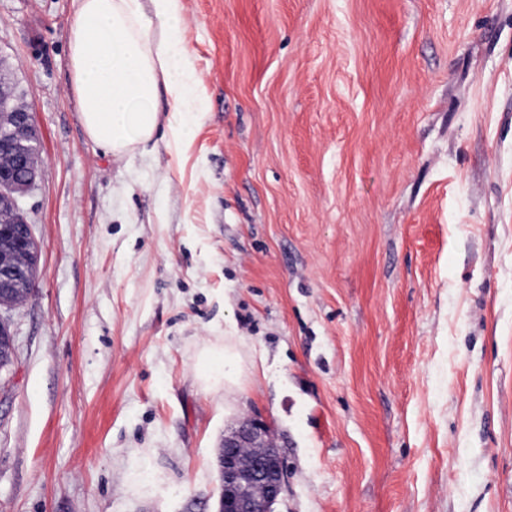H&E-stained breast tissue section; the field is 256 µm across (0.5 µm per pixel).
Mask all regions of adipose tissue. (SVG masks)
Masks as SVG:
<instances>
[{
	"label": "adipose tissue",
	"instance_id": "adipose-tissue-1",
	"mask_svg": "<svg viewBox=\"0 0 512 512\" xmlns=\"http://www.w3.org/2000/svg\"><path fill=\"white\" fill-rule=\"evenodd\" d=\"M68 37L72 88L89 138L123 155L166 122L183 151L201 122L198 79L181 48L182 0H76ZM166 30L165 38L153 35Z\"/></svg>",
	"mask_w": 512,
	"mask_h": 512
}]
</instances>
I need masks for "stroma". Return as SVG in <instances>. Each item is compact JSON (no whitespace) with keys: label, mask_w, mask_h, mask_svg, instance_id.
<instances>
[{"label":"stroma","mask_w":512,"mask_h":512,"mask_svg":"<svg viewBox=\"0 0 512 512\" xmlns=\"http://www.w3.org/2000/svg\"><path fill=\"white\" fill-rule=\"evenodd\" d=\"M184 154L87 136L75 0H0L40 134L0 371V512H215L225 433L274 512H512V0H183ZM232 344L243 373H199ZM221 493L217 512H273L288 488V469L259 419L224 435L217 456Z\"/></svg>","instance_id":"obj_1"}]
</instances>
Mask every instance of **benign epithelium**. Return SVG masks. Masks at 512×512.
Returning a JSON list of instances; mask_svg holds the SVG:
<instances>
[{
    "label": "benign epithelium",
    "mask_w": 512,
    "mask_h": 512,
    "mask_svg": "<svg viewBox=\"0 0 512 512\" xmlns=\"http://www.w3.org/2000/svg\"><path fill=\"white\" fill-rule=\"evenodd\" d=\"M0 369L10 365L14 333L7 312L19 291L33 287L38 245L22 201L40 174L39 132L30 110L14 101V83L0 55ZM221 493L217 512H273L288 488V469L259 419L224 435L217 456Z\"/></svg>",
    "instance_id": "benign-epithelium-1"
}]
</instances>
